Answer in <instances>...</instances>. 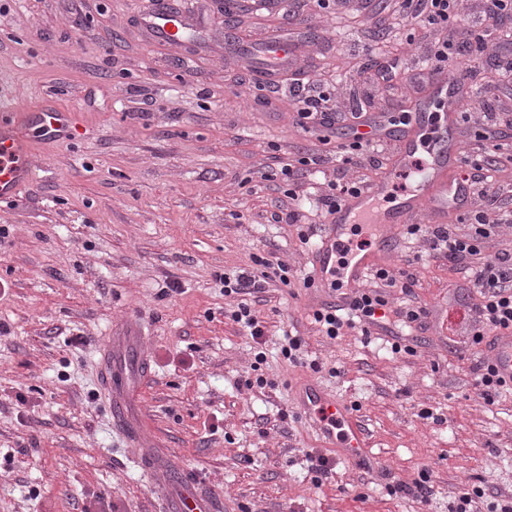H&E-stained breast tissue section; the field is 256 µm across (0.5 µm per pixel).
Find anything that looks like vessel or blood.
<instances>
[{"label": "vessel or blood", "instance_id": "b4317fda", "mask_svg": "<svg viewBox=\"0 0 512 512\" xmlns=\"http://www.w3.org/2000/svg\"><path fill=\"white\" fill-rule=\"evenodd\" d=\"M144 26L159 41L178 44L188 30L189 17L184 11L167 6L141 12ZM298 31L273 32L263 41L264 79H272L287 66ZM468 86L459 79L442 75L430 78L424 97L416 104L407 124H390L382 116L371 115L372 137L392 143L395 155L392 168L380 179L360 192L345 198L328 218V227L315 245L309 262L311 277L324 288L326 303L343 306L349 301L348 290L361 283L377 266L379 254L389 252L400 226L414 223L419 215H427L429 223H446L449 212L468 210L470 189L455 180L453 173L460 160L457 141L458 112L469 98ZM69 113L36 106L4 105L0 107V201L15 199L37 175V161L30 150L34 137L57 138L68 130ZM425 152L424 163H416L417 152ZM407 177L412 186L396 191V179ZM370 224L374 238L368 246L349 251L346 259L338 254L351 225ZM340 279L343 292L330 289L332 279ZM138 338L128 332L109 337L106 357L126 359L136 351ZM485 353L499 374L512 383V334L489 336ZM297 406L313 429L329 447L351 463L370 460L366 431L361 420L342 401L316 383L303 384L296 392ZM171 512H212L208 498L191 493L170 503Z\"/></svg>", "mask_w": 512, "mask_h": 512}]
</instances>
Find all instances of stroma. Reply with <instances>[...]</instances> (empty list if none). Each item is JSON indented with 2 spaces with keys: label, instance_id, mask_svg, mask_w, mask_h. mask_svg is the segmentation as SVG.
Segmentation results:
<instances>
[{
  "label": "stroma",
  "instance_id": "35a3bbf8",
  "mask_svg": "<svg viewBox=\"0 0 512 512\" xmlns=\"http://www.w3.org/2000/svg\"><path fill=\"white\" fill-rule=\"evenodd\" d=\"M101 2L88 15L81 0H0V96L72 115L71 137L33 140L37 179L0 203V512H166L189 487L221 512H449L477 486L486 501L512 498V392L486 403L484 349L459 357L448 329L449 309L472 297L467 270L397 237L380 263L412 285L389 300L425 307L427 329L332 340L313 321L321 291L303 285L311 249L298 238L328 219L306 204L300 225L274 220L288 206L280 164L323 145L293 119V82L260 99L238 44L312 18L319 30L289 70L337 111L404 113L401 86L368 79V48L409 70L428 51L397 0H286L285 15L243 8L231 21L225 0H170L194 21L186 46L154 40L135 0ZM469 85L464 153L484 105L512 114V75L495 56ZM257 256L293 274L246 298L264 325L259 366L219 280L260 273ZM121 323L143 334L149 373L131 416L148 450L114 426L102 382L100 351ZM289 330L306 341L305 365L280 353ZM397 340L415 355H392ZM307 382L357 406L374 465L336 460L311 431L295 405ZM321 451L335 472L317 487L306 456ZM425 467L429 502L388 495Z\"/></svg>",
  "mask_w": 512,
  "mask_h": 512
}]
</instances>
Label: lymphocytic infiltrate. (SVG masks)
<instances>
[{
    "label": "lymphocytic infiltrate",
    "instance_id": "f902f5d3",
    "mask_svg": "<svg viewBox=\"0 0 512 512\" xmlns=\"http://www.w3.org/2000/svg\"><path fill=\"white\" fill-rule=\"evenodd\" d=\"M461 0H402L406 17L417 20L421 28L439 30L448 28ZM512 14V0H483L481 18L470 23L464 30L467 51H460L455 43L438 41L429 48L428 73H448L450 78L459 79L474 75L475 61L482 57L488 47H499L495 36L497 23ZM325 94L306 93L294 101L296 123L302 129L333 130L343 119L342 114L330 111ZM497 162L491 153L471 156L469 172L465 177L472 194L479 199L478 206L467 213L470 230L461 234L455 224H411L409 235L421 236L429 256L447 259L449 263L461 264L473 258H480L481 264L473 271L470 286L478 295L477 302L468 309L465 333L469 346L482 344L485 337L504 331L512 332V254L505 252L490 259H482L481 253L494 230L487 219L488 212L495 211L504 224L512 223V211L501 210L505 193L504 186L493 183L491 173ZM374 276L381 283L377 289L356 290L346 307L336 309L323 307L313 317L323 333L335 339L342 336L344 329L379 325V315L385 311L389 299L388 289L397 287L398 281L388 269H376Z\"/></svg>",
    "mask_w": 512,
    "mask_h": 512
}]
</instances>
